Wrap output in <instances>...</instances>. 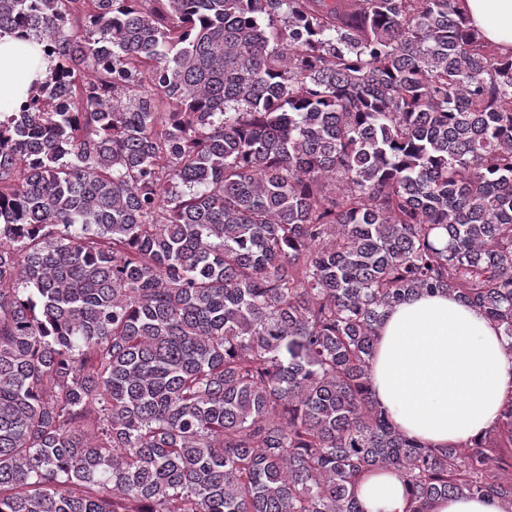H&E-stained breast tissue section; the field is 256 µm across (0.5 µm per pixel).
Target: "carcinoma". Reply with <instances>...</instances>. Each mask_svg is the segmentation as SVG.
<instances>
[{
  "label": "carcinoma",
  "instance_id": "carcinoma-1",
  "mask_svg": "<svg viewBox=\"0 0 512 512\" xmlns=\"http://www.w3.org/2000/svg\"><path fill=\"white\" fill-rule=\"evenodd\" d=\"M0 512H512V400L427 448L372 397L387 309L512 357V58L460 0H0ZM33 36L17 33L0 38V112H16L48 59ZM357 496L365 512H403L407 491L390 471L367 473L357 485ZM430 509V512H503L497 499L467 496L437 499Z\"/></svg>",
  "mask_w": 512,
  "mask_h": 512
}]
</instances>
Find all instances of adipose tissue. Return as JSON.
<instances>
[{
    "label": "adipose tissue",
    "mask_w": 512,
    "mask_h": 512,
    "mask_svg": "<svg viewBox=\"0 0 512 512\" xmlns=\"http://www.w3.org/2000/svg\"><path fill=\"white\" fill-rule=\"evenodd\" d=\"M464 7L485 42L512 55V0H465ZM47 64L36 38H0V112L19 110ZM371 373L373 395L399 430L434 448L469 444L512 396V359L500 330L479 308L445 294L386 311ZM357 496L364 512H403L407 491L395 473L373 471Z\"/></svg>",
    "instance_id": "adipose-tissue-1"
}]
</instances>
